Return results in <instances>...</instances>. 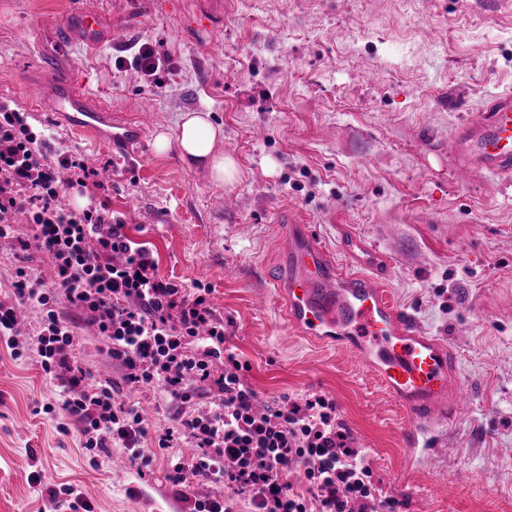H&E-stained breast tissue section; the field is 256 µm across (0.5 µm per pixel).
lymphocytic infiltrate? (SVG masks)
Instances as JSON below:
<instances>
[{"label": "lymphocytic infiltrate", "instance_id": "obj_1", "mask_svg": "<svg viewBox=\"0 0 512 512\" xmlns=\"http://www.w3.org/2000/svg\"><path fill=\"white\" fill-rule=\"evenodd\" d=\"M66 183L102 187L80 155L52 148L25 112L1 103L0 240L13 242L18 266L11 299H0V340L12 359L38 357L57 388L55 402L42 410L60 419L63 434H77L93 459L119 447L144 470L161 454L172 460L173 485L188 470L218 485L217 493L194 499L190 512H231L237 497L247 498L253 512H398L399 500L377 495L366 452L333 399L283 395L261 402L224 345L208 288L159 276L152 250L127 234L107 201L62 206ZM34 244L53 258L51 284L26 265ZM21 305L38 311L34 330L21 324ZM67 306L77 318L64 315ZM82 324L121 364L120 381H92L91 368L76 356ZM123 385L154 389L177 406L154 436L155 450L143 446L149 434L140 413L117 399ZM203 387L216 390L218 401L198 406Z\"/></svg>", "mask_w": 512, "mask_h": 512}]
</instances>
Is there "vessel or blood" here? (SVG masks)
Returning a JSON list of instances; mask_svg holds the SVG:
<instances>
[{"mask_svg": "<svg viewBox=\"0 0 512 512\" xmlns=\"http://www.w3.org/2000/svg\"><path fill=\"white\" fill-rule=\"evenodd\" d=\"M112 20L99 0H78L71 19L53 39H40L46 76L41 102L64 126L107 140L119 163L137 167L144 133L93 105L69 75L75 46L110 40ZM459 177L483 171L512 178V94L499 93L457 125L450 139ZM283 247L288 280L285 319L291 330L326 344L346 343L389 396L403 409L410 451L429 448L440 428L462 412L463 381L453 345L417 330L385 286L386 268L376 252L353 235L344 237L347 263H340L309 225L297 223Z\"/></svg>", "mask_w": 512, "mask_h": 512, "instance_id": "b4317fda", "label": "vessel or blood"}]
</instances>
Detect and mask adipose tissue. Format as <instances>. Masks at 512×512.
<instances>
[{"label": "adipose tissue", "mask_w": 512, "mask_h": 512, "mask_svg": "<svg viewBox=\"0 0 512 512\" xmlns=\"http://www.w3.org/2000/svg\"><path fill=\"white\" fill-rule=\"evenodd\" d=\"M223 140V130L214 126L207 114L188 112L182 115L175 138L163 134L157 136L155 150L163 154L170 146H177L185 163L207 169L215 184L230 186L239 170L235 159L224 154Z\"/></svg>", "instance_id": "ef3b65f1"}]
</instances>
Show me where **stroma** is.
<instances>
[{"mask_svg": "<svg viewBox=\"0 0 512 512\" xmlns=\"http://www.w3.org/2000/svg\"><path fill=\"white\" fill-rule=\"evenodd\" d=\"M201 2L99 0L112 40L75 47L71 74L150 139L174 133L183 113H210L236 183L216 186L177 148L148 145L98 199L153 250L161 277L210 288L261 397L335 400L403 512H512V182L476 172L456 183L448 147L469 112L512 91V0H221L217 26L195 29ZM75 3L0 0V101L101 169L108 145L38 106L37 33ZM146 41L171 58L164 88L119 62ZM284 213L333 246L344 231L363 239L417 327L453 341L466 411L428 452L408 451L404 413L353 353L289 330L266 288L285 265ZM55 392L36 360H12L0 343V512H47L58 484L80 486L95 512H185L165 461L141 473L116 448L90 466L40 411Z\"/></svg>", "mask_w": 512, "mask_h": 512, "instance_id": "1", "label": "stroma"}]
</instances>
